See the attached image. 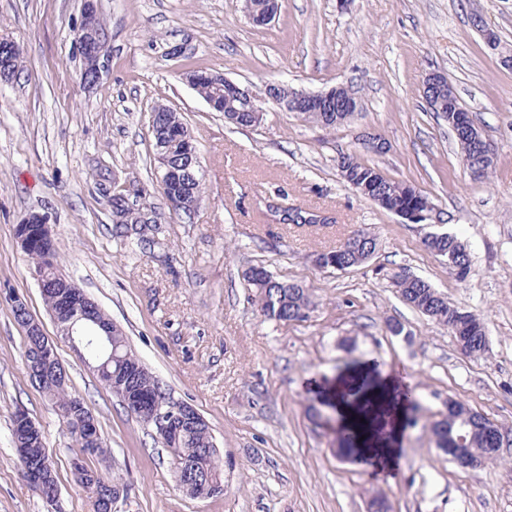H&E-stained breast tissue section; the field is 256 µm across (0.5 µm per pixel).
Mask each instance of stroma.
I'll use <instances>...</instances> for the list:
<instances>
[{"instance_id":"35a3bbf8","label":"stroma","mask_w":512,"mask_h":512,"mask_svg":"<svg viewBox=\"0 0 512 512\" xmlns=\"http://www.w3.org/2000/svg\"><path fill=\"white\" fill-rule=\"evenodd\" d=\"M87 5L0 0V36L22 51L20 77L0 82V512H94L73 477V439L26 374L9 294L42 321L73 394L99 421L110 468L127 485L114 512H369L376 497L390 512H512V447L500 461L463 470L432 434L452 399L512 428V66L501 62L512 53V0H280L264 27L247 19L242 0H94L107 39L90 87L80 80L75 40ZM476 15L499 37V52L486 47ZM173 44L184 54L169 56ZM193 70L256 90L341 84L359 108L325 130L269 103L259 126L231 129L185 81ZM434 70L493 147L487 178L465 168L447 119L423 98ZM157 103L180 114L199 152L204 194L191 220L160 189L149 127ZM367 132L385 142L383 153L360 148ZM343 152L430 198L470 253L466 282L424 249L426 225L405 223L342 181ZM116 179L129 204L161 224L154 249L113 237ZM282 202L329 221L276 223L269 208ZM32 214L49 225L58 271L123 329L170 399L208 422L222 494L187 495L152 428L58 336L16 237ZM359 229L377 238L368 262L347 271L315 266L317 253ZM250 265L306 288L309 318L265 319L242 276ZM399 271L479 314L488 352L463 356L447 329L402 302L390 282ZM391 322L405 335H393ZM373 360L416 384L421 402L391 473L337 455L332 410L318 391ZM19 407L43 432L60 489L55 504L22 474L11 443Z\"/></svg>"}]
</instances>
